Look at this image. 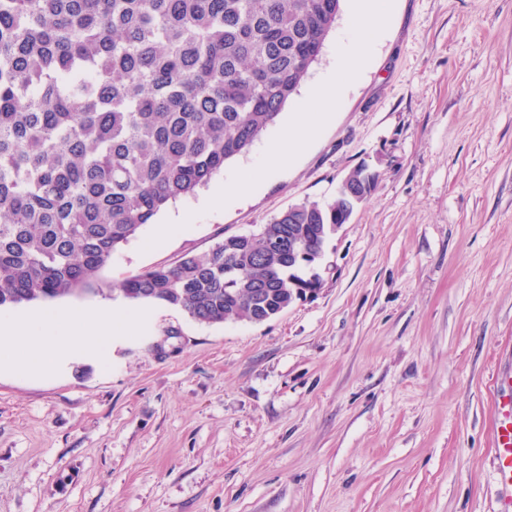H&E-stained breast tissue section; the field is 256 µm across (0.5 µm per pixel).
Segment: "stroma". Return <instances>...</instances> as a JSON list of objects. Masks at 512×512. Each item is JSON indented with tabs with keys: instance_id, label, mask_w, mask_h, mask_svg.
<instances>
[{
	"instance_id": "stroma-1",
	"label": "stroma",
	"mask_w": 512,
	"mask_h": 512,
	"mask_svg": "<svg viewBox=\"0 0 512 512\" xmlns=\"http://www.w3.org/2000/svg\"><path fill=\"white\" fill-rule=\"evenodd\" d=\"M376 189L318 295L262 323L153 305L112 366L0 371V512H496L494 380L512 366V0H393L333 119L242 203L168 206L73 303L209 251L353 168Z\"/></svg>"
}]
</instances>
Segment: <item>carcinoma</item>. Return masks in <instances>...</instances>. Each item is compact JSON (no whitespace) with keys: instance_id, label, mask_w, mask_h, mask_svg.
Masks as SVG:
<instances>
[{"instance_id":"cac0c4a2","label":"carcinoma","mask_w":512,"mask_h":512,"mask_svg":"<svg viewBox=\"0 0 512 512\" xmlns=\"http://www.w3.org/2000/svg\"><path fill=\"white\" fill-rule=\"evenodd\" d=\"M342 0H0V308L96 290L113 254L246 153L296 95ZM362 164L345 178L367 198ZM372 173V172H370ZM378 174L372 173V183ZM344 199L305 200L119 283L202 324L297 300ZM305 232L308 263L270 248ZM241 268L235 295L224 260Z\"/></svg>"}]
</instances>
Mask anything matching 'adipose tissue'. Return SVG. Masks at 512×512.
Returning a JSON list of instances; mask_svg holds the SVG:
<instances>
[{"label": "adipose tissue", "mask_w": 512, "mask_h": 512, "mask_svg": "<svg viewBox=\"0 0 512 512\" xmlns=\"http://www.w3.org/2000/svg\"><path fill=\"white\" fill-rule=\"evenodd\" d=\"M390 7L391 0H352L353 24L336 47L335 72L308 90L296 118L274 135L250 176H232L213 187L204 199L206 206L237 202L288 167L311 143L332 118L349 82L368 63ZM146 322L143 312L108 305L42 310L27 316L0 310V366L22 377L60 373L80 359L107 369L113 348L138 334Z\"/></svg>", "instance_id": "obj_1"}]
</instances>
